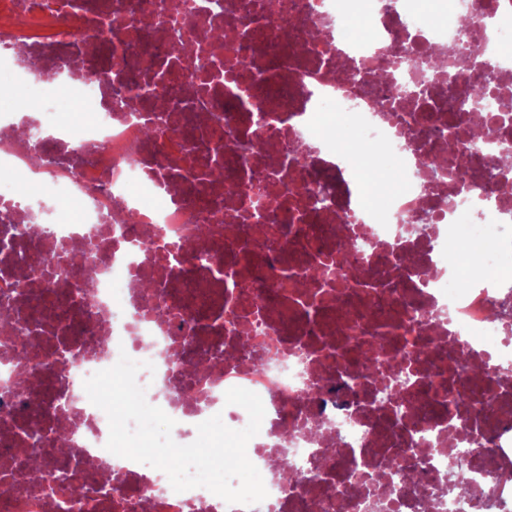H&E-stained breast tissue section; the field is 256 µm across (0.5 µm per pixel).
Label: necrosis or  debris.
Returning <instances> with one entry per match:
<instances>
[{"label":"necrosis or debris","instance_id":"1","mask_svg":"<svg viewBox=\"0 0 512 512\" xmlns=\"http://www.w3.org/2000/svg\"><path fill=\"white\" fill-rule=\"evenodd\" d=\"M243 2L0 0V78L40 71L89 110L40 140L0 112V172L54 199L41 216L0 195L14 227L0 293L15 301L0 331V512H512V286L486 275L512 266V161L489 149L512 142V0ZM467 19L483 37L465 57ZM484 59L503 109L476 138L454 118L480 97L469 75ZM371 143L378 167L354 176ZM449 143L466 180L435 171ZM70 197L81 223L60 210ZM463 237L490 241L483 274L449 259ZM123 353L181 445L216 414L247 425L228 389L261 397L247 450L263 501L178 493L106 449L83 383ZM90 477L98 490L72 494Z\"/></svg>","mask_w":512,"mask_h":512}]
</instances>
